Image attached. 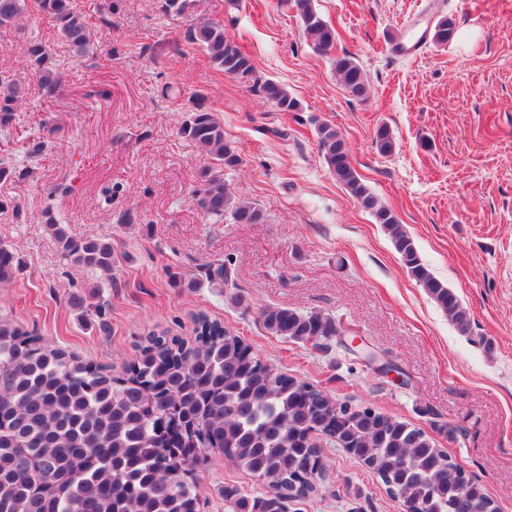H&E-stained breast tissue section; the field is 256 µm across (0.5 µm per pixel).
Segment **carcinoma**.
Returning a JSON list of instances; mask_svg holds the SVG:
<instances>
[{"label": "carcinoma", "instance_id": "carcinoma-1", "mask_svg": "<svg viewBox=\"0 0 512 512\" xmlns=\"http://www.w3.org/2000/svg\"><path fill=\"white\" fill-rule=\"evenodd\" d=\"M36 2L69 49L86 54L91 34L71 0ZM295 4L314 50L328 53L335 47L336 30L312 0ZM27 6L28 0H0V26L12 24ZM454 35L452 21L436 22V43L446 44ZM189 40L224 75H252L250 58L224 34L223 25L202 21ZM27 54L43 90L55 95L60 75L46 46L32 42ZM334 67L351 96H366V74L353 58L338 57ZM262 90L283 112L299 106L277 81H265ZM18 97V87L0 83V129L16 123ZM317 132L336 181L385 228L408 273L448 313L458 332L469 334L470 314L430 273L397 216L364 183L340 132L327 124ZM180 133L212 160L193 192L196 206L217 224L227 215L237 224L262 223L263 212L237 201L224 183V170L239 167L242 159L224 140V127L214 114L196 108ZM375 144L382 155L393 152L388 127L378 128ZM47 228L73 262L112 269V241L77 239L52 218ZM21 270L20 259L0 245V283L11 282ZM206 279L222 288L230 281L229 268L212 265ZM260 317L276 336L318 345L341 331L321 312L266 307ZM168 414L183 423L176 438L156 432L157 422ZM315 421L323 423L327 439L361 459L385 487L425 505L422 512H498L482 485L458 470L424 430L370 407L336 417L335 404L317 386L274 371L244 337L206 317L198 319L190 338L145 337L120 375L45 349L38 337L0 319V512H196L193 472L209 449L260 478L279 479L280 492L270 498L225 490L234 512H280L281 501L311 493L307 472L322 462L308 435Z\"/></svg>", "mask_w": 512, "mask_h": 512}]
</instances>
